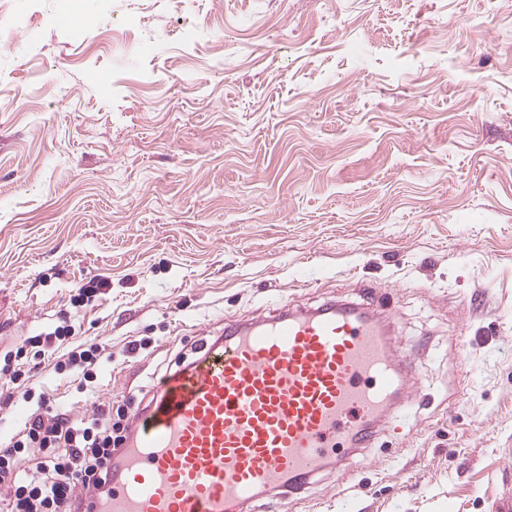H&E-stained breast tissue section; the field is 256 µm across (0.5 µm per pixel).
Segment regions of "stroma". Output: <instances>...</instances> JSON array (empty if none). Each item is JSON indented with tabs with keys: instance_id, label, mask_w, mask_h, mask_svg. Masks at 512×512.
I'll return each instance as SVG.
<instances>
[{
	"instance_id": "stroma-1",
	"label": "stroma",
	"mask_w": 512,
	"mask_h": 512,
	"mask_svg": "<svg viewBox=\"0 0 512 512\" xmlns=\"http://www.w3.org/2000/svg\"><path fill=\"white\" fill-rule=\"evenodd\" d=\"M98 276L116 409L227 321L394 311L403 429L260 512H512V0H0V357Z\"/></svg>"
}]
</instances>
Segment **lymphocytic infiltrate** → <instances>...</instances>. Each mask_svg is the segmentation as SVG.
Here are the masks:
<instances>
[{"mask_svg": "<svg viewBox=\"0 0 512 512\" xmlns=\"http://www.w3.org/2000/svg\"><path fill=\"white\" fill-rule=\"evenodd\" d=\"M74 335V326H56L0 361L8 389L32 403L24 425L0 440V484L11 487L0 512H80L85 498L103 501L111 491L112 456L128 437L129 413L113 415L111 402L103 401L91 415L74 418L37 393L29 366L30 359H44L46 348H55L50 366L66 389L85 399L97 395L100 370L112 360L109 345L79 342Z\"/></svg>", "mask_w": 512, "mask_h": 512, "instance_id": "obj_1", "label": "lymphocytic infiltrate"}]
</instances>
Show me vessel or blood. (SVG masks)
<instances>
[{
  "label": "vessel or blood",
  "instance_id": "1",
  "mask_svg": "<svg viewBox=\"0 0 512 512\" xmlns=\"http://www.w3.org/2000/svg\"><path fill=\"white\" fill-rule=\"evenodd\" d=\"M393 318L350 302L229 321L164 376L84 512H251L400 421L421 381Z\"/></svg>",
  "mask_w": 512,
  "mask_h": 512
}]
</instances>
